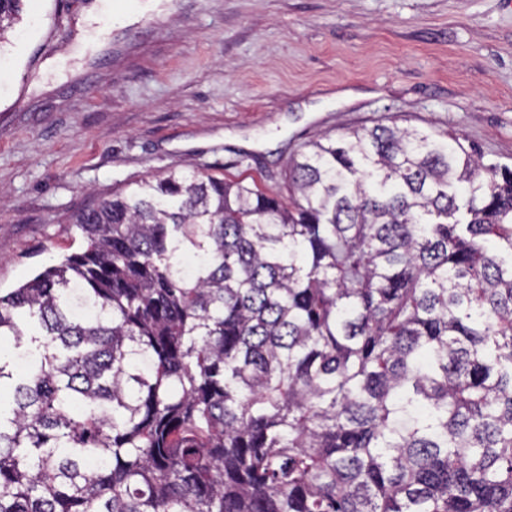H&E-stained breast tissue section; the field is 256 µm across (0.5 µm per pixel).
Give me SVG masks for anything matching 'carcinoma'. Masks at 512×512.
<instances>
[{"label": "carcinoma", "mask_w": 512, "mask_h": 512, "mask_svg": "<svg viewBox=\"0 0 512 512\" xmlns=\"http://www.w3.org/2000/svg\"><path fill=\"white\" fill-rule=\"evenodd\" d=\"M288 186L138 182L0 291V512H512V168L378 123Z\"/></svg>", "instance_id": "obj_1"}]
</instances>
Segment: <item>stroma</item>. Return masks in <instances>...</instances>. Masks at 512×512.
<instances>
[{"mask_svg": "<svg viewBox=\"0 0 512 512\" xmlns=\"http://www.w3.org/2000/svg\"><path fill=\"white\" fill-rule=\"evenodd\" d=\"M26 0L0 45V289L79 251L89 202L168 171L287 197L305 143L376 121L512 166V0Z\"/></svg>", "mask_w": 512, "mask_h": 512, "instance_id": "stroma-1", "label": "stroma"}]
</instances>
